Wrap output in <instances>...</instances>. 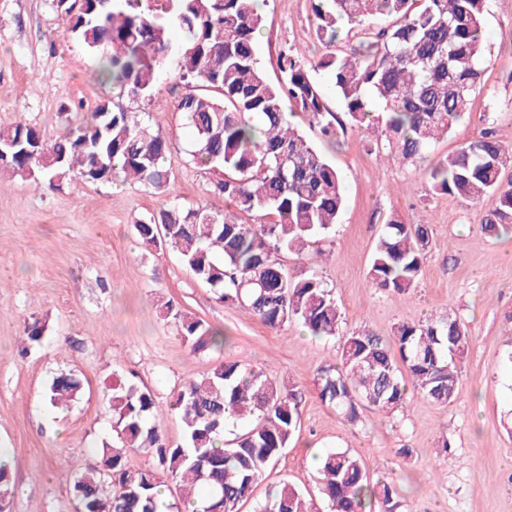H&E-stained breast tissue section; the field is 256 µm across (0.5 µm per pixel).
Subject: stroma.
Masks as SVG:
<instances>
[{
    "label": "stroma",
    "mask_w": 512,
    "mask_h": 512,
    "mask_svg": "<svg viewBox=\"0 0 512 512\" xmlns=\"http://www.w3.org/2000/svg\"><path fill=\"white\" fill-rule=\"evenodd\" d=\"M263 12L259 59L269 77L283 48H297L307 63L324 54L313 36L312 0H267ZM486 31L483 84L469 116L420 159L380 162L364 149L365 130L345 127L331 143L306 115L290 117L343 174L347 202L331 235L305 254L282 253L283 264L293 270L314 262L335 289L346 331L389 337L402 321L448 313L464 320L472 344L459 364L458 396L446 406L414 394L405 414L364 407L350 424L315 387L318 368L340 360L339 338L310 336L295 323L271 330L216 300L174 252L141 244L135 224L163 205L225 207L214 191L218 172L189 155L190 129L173 108L185 87L173 66L162 70L152 101L126 104L147 113L170 142L167 194L120 178L42 190L0 177V448L15 482L11 512H79L73 480L113 440L107 406L114 376L166 402L223 361L295 383L305 394L299 431L241 512H254L285 480L308 492L314 512H326L316 457L333 449L360 457L370 473L394 477L398 512H512V435L503 428L512 416V234L484 232L487 203L432 193L427 177L433 163L485 127L512 150V0H491ZM94 71L89 53L69 43L51 0H0L1 125L33 124L57 137L68 120L111 99ZM393 216L431 229L428 259L408 293L380 292L368 280L375 242ZM158 295L228 343L191 352L177 320L155 312ZM36 319L46 331L31 343L24 327ZM62 371L77 374L85 389L55 408L45 394ZM402 447L411 456L399 455Z\"/></svg>",
    "instance_id": "obj_1"
}]
</instances>
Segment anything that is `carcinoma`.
Returning <instances> with one entry per match:
<instances>
[{
  "mask_svg": "<svg viewBox=\"0 0 512 512\" xmlns=\"http://www.w3.org/2000/svg\"><path fill=\"white\" fill-rule=\"evenodd\" d=\"M489 0H313L314 35L328 49L307 67L293 49L279 54L280 77L271 81L259 62L262 12L255 0H111L105 6L70 3L71 38L95 59L99 81L112 99L53 140L18 123L0 128V147L11 148L0 173L53 189L65 179H129L169 191L164 168L168 141L151 132L144 112L122 101L152 100L161 66L172 60L186 92L175 109L187 116L190 156L218 170L215 191L224 211L162 208L135 225L139 237L170 247L192 277L215 298L258 318L272 330L300 323L314 337L339 333L343 322L332 287L311 267L288 272L283 252L302 253L330 235L345 203L342 174L288 122L303 112L329 138L342 124L314 77L333 76L349 123L377 132L369 153L385 149L416 159L451 134L470 112L483 76V32ZM178 28L183 39H171ZM360 37L345 54L339 42ZM512 154L493 128L478 132L429 171L431 189L465 200H492L481 218L491 234L512 229V180L501 171ZM253 216L242 221L238 214ZM430 228L387 221L372 253L368 278L383 291L409 292L427 260ZM159 312L180 323L194 352L217 349L226 337L170 300ZM471 342L453 316L399 323L386 338L369 330L341 337L337 365L318 372L321 401L351 423L369 406L387 415L407 409L408 388L438 404L458 394V364ZM62 373L46 393L53 407L82 391ZM303 392L237 361L215 365L186 383L169 407L177 410L184 443L167 442L155 394L125 381L112 384L108 411L119 443L103 449L101 465L73 482L81 512H160L166 474L185 493L192 512H240L254 485L288 448L301 423ZM250 426L224 440V431ZM151 452L158 468L132 470L126 453ZM318 485L330 512H394L396 487L370 477L346 451L319 457ZM14 487L0 463V512H10ZM255 512H311L304 493L288 481Z\"/></svg>",
  "mask_w": 512,
  "mask_h": 512,
  "instance_id": "obj_1",
  "label": "carcinoma"
}]
</instances>
